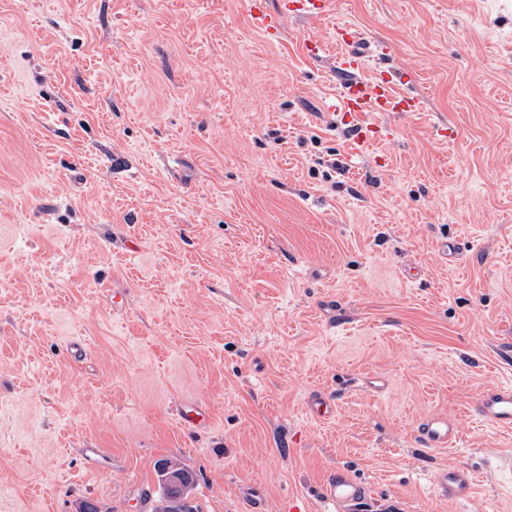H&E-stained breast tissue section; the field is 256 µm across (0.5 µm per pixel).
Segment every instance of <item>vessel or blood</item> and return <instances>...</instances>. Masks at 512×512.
<instances>
[{
	"label": "vessel or blood",
	"mask_w": 512,
	"mask_h": 512,
	"mask_svg": "<svg viewBox=\"0 0 512 512\" xmlns=\"http://www.w3.org/2000/svg\"><path fill=\"white\" fill-rule=\"evenodd\" d=\"M249 12L253 23L269 39H278L282 23L289 14H298L315 20L327 18L331 13L330 0H282L279 9H271L269 0H249ZM356 33L347 32L342 42L344 52L336 56L338 77L337 112L355 125L354 148H361L370 140L377 127L360 125L359 120L371 112H417L421 109L419 98L404 95L394 79L385 76L383 70L368 73L369 55L354 49ZM476 413L503 430L512 429V386H490L483 389L475 402ZM176 419L188 431L206 427L208 414L203 407L184 403L176 407ZM418 435L428 448H447L459 440L460 426L443 415L426 417L418 426ZM437 495L455 502L468 499L473 481L468 470L461 467L440 469L434 477ZM322 501L330 512H365L370 499L368 486L344 470L332 472L320 489Z\"/></svg>",
	"instance_id": "b4317fda"
}]
</instances>
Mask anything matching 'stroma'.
<instances>
[{
  "label": "stroma",
  "instance_id": "35a3bbf8",
  "mask_svg": "<svg viewBox=\"0 0 512 512\" xmlns=\"http://www.w3.org/2000/svg\"><path fill=\"white\" fill-rule=\"evenodd\" d=\"M334 2L271 41L246 0H0V512H140L162 461L198 512H328L339 468L374 512H512V431L472 409L512 385V0ZM339 22L422 103L355 155L309 51ZM437 413L461 438L427 450ZM176 419L180 426L188 431H198L206 427L208 413L202 406H190L184 402L176 406ZM433 482L439 497L455 502L468 499L474 490L471 474L461 467L440 469Z\"/></svg>",
  "mask_w": 512,
  "mask_h": 512
}]
</instances>
